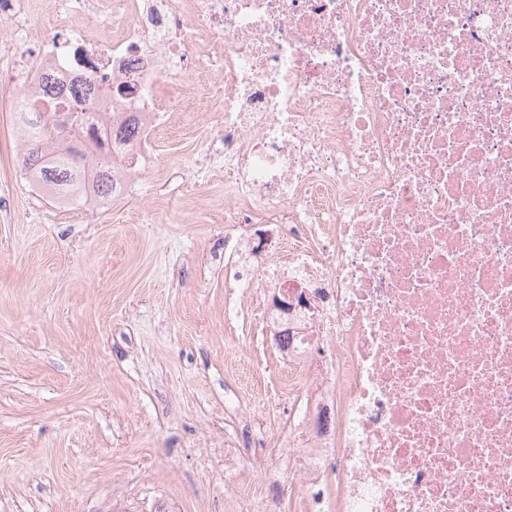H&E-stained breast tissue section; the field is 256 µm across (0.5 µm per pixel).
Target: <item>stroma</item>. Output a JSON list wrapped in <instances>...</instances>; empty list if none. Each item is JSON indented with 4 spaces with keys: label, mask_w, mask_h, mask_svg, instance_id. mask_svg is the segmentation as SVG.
Here are the masks:
<instances>
[{
    "label": "stroma",
    "mask_w": 512,
    "mask_h": 512,
    "mask_svg": "<svg viewBox=\"0 0 512 512\" xmlns=\"http://www.w3.org/2000/svg\"><path fill=\"white\" fill-rule=\"evenodd\" d=\"M172 113L145 197L60 207L19 180L14 92L0 85V512H241L259 473L270 512L300 493L277 457L288 415L246 315L224 314V170L211 166L221 109L199 77ZM265 436L224 471L241 412Z\"/></svg>",
    "instance_id": "1"
}]
</instances>
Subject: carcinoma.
<instances>
[{
  "mask_svg": "<svg viewBox=\"0 0 512 512\" xmlns=\"http://www.w3.org/2000/svg\"><path fill=\"white\" fill-rule=\"evenodd\" d=\"M35 93L16 101L14 122L23 134L26 149L22 165L29 179L56 203L76 206L81 201L106 202L118 193L112 175V150L136 137L138 121L129 114L102 132L89 134L80 158L73 157L62 141L73 139L59 125V114L67 104L58 100L54 82L39 72L34 77Z\"/></svg>",
  "mask_w": 512,
  "mask_h": 512,
  "instance_id": "carcinoma-1",
  "label": "carcinoma"
}]
</instances>
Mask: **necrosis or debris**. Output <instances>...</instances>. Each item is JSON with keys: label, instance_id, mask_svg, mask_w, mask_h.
Listing matches in <instances>:
<instances>
[{"label": "necrosis or debris", "instance_id": "necrosis-or-debris-1", "mask_svg": "<svg viewBox=\"0 0 512 512\" xmlns=\"http://www.w3.org/2000/svg\"><path fill=\"white\" fill-rule=\"evenodd\" d=\"M21 9L59 86H129L70 100L137 114L127 193L223 95L224 299L288 363L299 512H512V0H57L41 43Z\"/></svg>", "mask_w": 512, "mask_h": 512}]
</instances>
